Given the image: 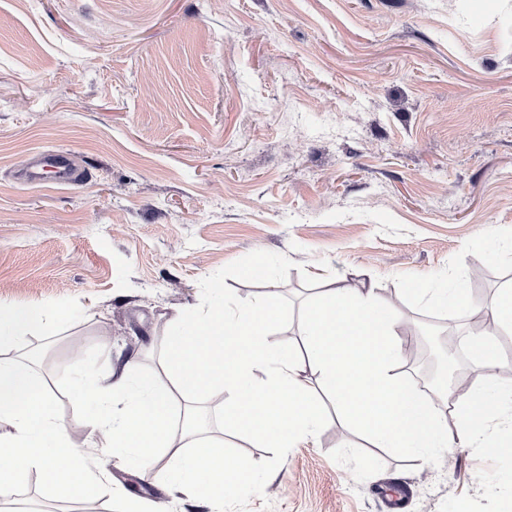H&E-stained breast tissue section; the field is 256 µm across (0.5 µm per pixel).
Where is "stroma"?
<instances>
[{"label":"stroma","mask_w":512,"mask_h":512,"mask_svg":"<svg viewBox=\"0 0 512 512\" xmlns=\"http://www.w3.org/2000/svg\"><path fill=\"white\" fill-rule=\"evenodd\" d=\"M512 0H0V302L64 310L23 347L73 446L119 498L46 496L37 473L15 512H182L165 476L109 462L68 389L138 357L160 377L169 318L212 281L232 302L278 288L272 335L298 350L333 277L401 317L400 374L422 375L442 310L406 293L463 284L473 314L512 285ZM70 150L79 185L27 183L40 151ZM265 264V275L249 274ZM110 354H103L102 344ZM205 427L248 460L259 490L223 512H501L512 455L451 447L433 460L372 447L333 405L284 451Z\"/></svg>","instance_id":"obj_1"}]
</instances>
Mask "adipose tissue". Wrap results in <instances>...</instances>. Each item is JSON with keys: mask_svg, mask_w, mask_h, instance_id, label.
<instances>
[{"mask_svg": "<svg viewBox=\"0 0 512 512\" xmlns=\"http://www.w3.org/2000/svg\"><path fill=\"white\" fill-rule=\"evenodd\" d=\"M212 290L209 302L180 310L169 322L160 359L167 382L137 376L130 362L110 376L78 377L70 385L72 400L91 411L101 447L145 478H152L159 450L171 447L174 432H181L186 450L168 476L187 503L223 512L225 493L255 482L248 461L229 456L223 439L203 435L196 403L222 387L225 423L268 447L293 448L324 422L313 386L301 378L306 371L375 447L435 455L460 441L495 455L512 452V442L487 424L512 408V392L493 398L482 388L463 402L448 397L435 406L426 403L416 383L395 371L401 349L396 310L370 293L329 279L307 311L299 356L270 339L282 318L277 291L251 303H229L221 285ZM54 319L51 312L0 303V347ZM33 469L52 497L115 493L77 455L33 369L20 358L1 356L0 494Z\"/></svg>", "mask_w": 512, "mask_h": 512, "instance_id": "1", "label": "adipose tissue"}]
</instances>
